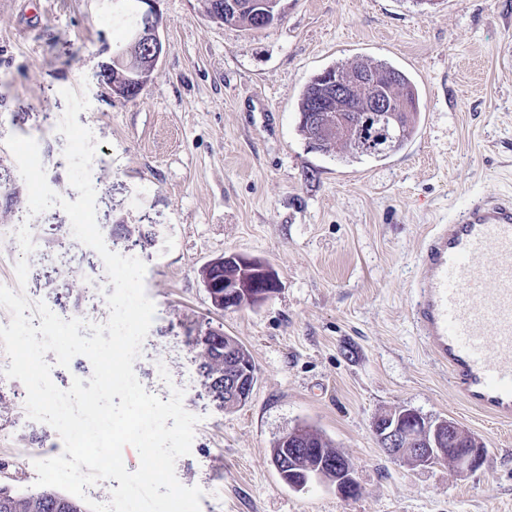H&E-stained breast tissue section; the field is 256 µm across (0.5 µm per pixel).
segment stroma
Listing matches in <instances>:
<instances>
[{
  "label": "stroma",
  "instance_id": "obj_1",
  "mask_svg": "<svg viewBox=\"0 0 512 512\" xmlns=\"http://www.w3.org/2000/svg\"><path fill=\"white\" fill-rule=\"evenodd\" d=\"M281 22L256 31L219 23L201 0H159L161 58L137 97L100 81L127 35L136 0H0V163L8 136L37 141L49 186L76 200L57 126L62 89L85 92L78 120L97 142L96 193L124 185L120 209L159 215L140 259L155 315L134 363L161 399L183 392L197 417L179 482L203 491L200 512H512V422L465 406L414 327L410 303L424 236L468 202L512 195V0H285ZM405 71L421 92L415 137L383 161L345 162L308 148L299 103L314 75L355 57ZM0 218V285L19 284L16 231ZM237 253L267 262L278 291L261 307L213 308L201 270ZM212 326L249 350L257 381L248 403L221 411L200 394L190 331ZM0 419V485L34 487V461L63 442L27 414L23 383ZM168 379H161V371ZM407 406L454 419L488 450L465 477L449 465L414 469L379 447L374 419ZM307 422L352 462L362 486L288 488L270 463L284 431Z\"/></svg>",
  "mask_w": 512,
  "mask_h": 512
}]
</instances>
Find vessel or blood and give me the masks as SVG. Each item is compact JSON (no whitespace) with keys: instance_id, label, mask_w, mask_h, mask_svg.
Wrapping results in <instances>:
<instances>
[{"instance_id":"b4317fda","label":"vessel or blood","mask_w":512,"mask_h":512,"mask_svg":"<svg viewBox=\"0 0 512 512\" xmlns=\"http://www.w3.org/2000/svg\"><path fill=\"white\" fill-rule=\"evenodd\" d=\"M414 325L462 402L512 421V197L468 203L432 225Z\"/></svg>"}]
</instances>
